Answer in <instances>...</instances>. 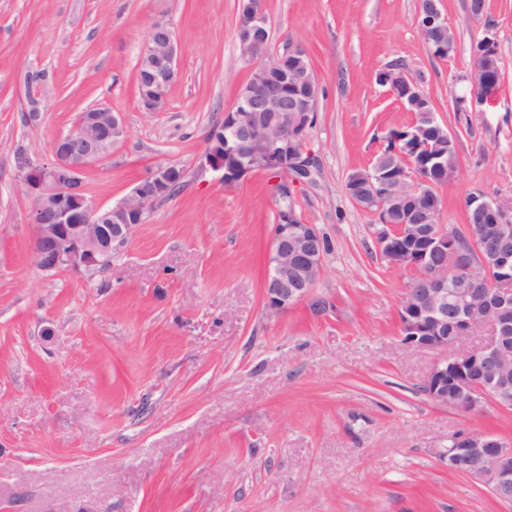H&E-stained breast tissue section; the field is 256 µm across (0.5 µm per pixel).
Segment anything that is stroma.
<instances>
[{
    "mask_svg": "<svg viewBox=\"0 0 512 512\" xmlns=\"http://www.w3.org/2000/svg\"><path fill=\"white\" fill-rule=\"evenodd\" d=\"M270 55L302 44L322 93L306 144L318 167L294 209L329 241L309 296L280 313L262 295L279 175L228 187L201 165L249 68L239 0H0V512H512L448 472L457 433L512 441V410L443 407L422 390L436 352L408 346L399 308L413 272L388 263L375 212L345 184L414 115L377 73L394 63L430 96L459 164L439 221L463 227L473 191L512 200V0H440L456 34L432 55L419 0H263ZM180 43L163 111H140L137 57L155 23ZM497 44L501 83L480 112L474 49ZM51 75L41 126L25 122L22 71ZM106 106L127 135L87 168L101 205L160 165L174 197L95 275L42 271L33 197L15 150L52 157L79 112Z\"/></svg>",
    "mask_w": 512,
    "mask_h": 512,
    "instance_id": "35a3bbf8",
    "label": "stroma"
}]
</instances>
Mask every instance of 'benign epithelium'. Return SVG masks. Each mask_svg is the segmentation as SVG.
<instances>
[{
    "label": "benign epithelium",
    "mask_w": 512,
    "mask_h": 512,
    "mask_svg": "<svg viewBox=\"0 0 512 512\" xmlns=\"http://www.w3.org/2000/svg\"><path fill=\"white\" fill-rule=\"evenodd\" d=\"M426 41L448 29L439 0H426ZM271 28L261 0H241L237 38L242 59L251 66L248 81L224 113L222 137H213L204 154L205 164L232 186L257 171L285 173L292 167L294 180L310 178L313 161L305 144L313 127L318 103V81L306 64L307 51L295 44L288 54L257 56L269 42ZM179 43L166 23L153 26L141 49L148 68L140 86V107L157 112L162 89L178 77ZM380 84L399 100L411 102L419 87L399 65L377 73ZM25 120L40 127L48 106L49 77L30 65L24 71ZM126 133L121 116L107 107L80 113L71 132L53 144V160L43 162L21 144L17 148L19 173L33 195L32 242L37 265L46 272L69 269L94 274L112 262V251L128 242L146 215L163 199L171 172L163 165L139 180L129 194L113 206L98 204L87 192L84 172L107 157ZM363 202L385 214L387 224L378 232L389 263L426 270L424 288L408 293L399 309L405 343L427 351H440L423 380L424 393L436 404L474 409L490 402L499 409L512 407V275L499 282H483L488 266L480 247H491L512 230V204L476 196L465 212L477 223L466 224L471 248L434 220L439 199L414 212L409 224H392L391 213L419 191L401 174L367 177ZM323 233L304 224L290 208L279 214V224L268 255L263 281L266 308L283 312L304 300L321 275L325 250ZM482 330L486 338L474 348L448 354L461 337ZM448 470L486 485L493 496L512 505V443L492 433L456 434L440 453Z\"/></svg>",
    "instance_id": "obj_1"
}]
</instances>
